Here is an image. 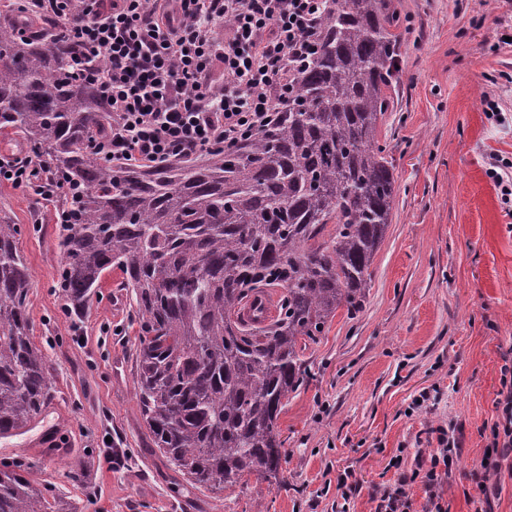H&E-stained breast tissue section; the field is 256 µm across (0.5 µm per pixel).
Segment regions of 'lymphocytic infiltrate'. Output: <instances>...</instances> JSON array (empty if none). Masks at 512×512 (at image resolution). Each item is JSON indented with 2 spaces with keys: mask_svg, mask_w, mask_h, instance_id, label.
<instances>
[{
  "mask_svg": "<svg viewBox=\"0 0 512 512\" xmlns=\"http://www.w3.org/2000/svg\"><path fill=\"white\" fill-rule=\"evenodd\" d=\"M44 19L63 22L92 70L112 114V138L100 156L146 165L190 159L207 148L234 146L263 126L287 100L291 70L317 45L323 0H28ZM221 68V81L211 73ZM36 199L63 196L62 182L29 156L0 154V182ZM491 428L493 459L512 453V385L498 401ZM433 448L417 452L411 473L375 499L374 512H410L409 487L419 483L428 512H447L439 487L459 443L443 427H429Z\"/></svg>",
  "mask_w": 512,
  "mask_h": 512,
  "instance_id": "f902f5d3",
  "label": "lymphocytic infiltrate"
}]
</instances>
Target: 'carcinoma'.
Segmentation results:
<instances>
[{"label": "carcinoma", "instance_id": "cac0c4a2", "mask_svg": "<svg viewBox=\"0 0 512 512\" xmlns=\"http://www.w3.org/2000/svg\"><path fill=\"white\" fill-rule=\"evenodd\" d=\"M17 11L12 3L0 14V135L23 139L67 189L65 304L84 314L105 274L119 270L154 449L196 489L219 493L252 476L279 483L278 419L301 384L306 342L338 310L362 308L391 221L395 178L377 140L399 74L391 0H325L318 50L272 121L234 147L165 166L91 150L112 113L75 67L66 32L24 37L9 19ZM20 234L0 209V429L16 431L53 391L32 339ZM268 288L281 289L277 315L244 321V302ZM0 512L73 510L13 461L0 465Z\"/></svg>", "mask_w": 512, "mask_h": 512}]
</instances>
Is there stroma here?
<instances>
[{
	"mask_svg": "<svg viewBox=\"0 0 512 512\" xmlns=\"http://www.w3.org/2000/svg\"><path fill=\"white\" fill-rule=\"evenodd\" d=\"M392 5L402 72L378 127L396 179L391 222L362 309L338 310L304 351L309 375L278 419L281 484L216 495L153 452L135 396L138 327L119 274L105 276L85 316L64 315L57 204L8 182L0 209L22 231L33 340L54 385L39 421L68 445L33 448L22 434L0 440V463L25 462L74 512H341L337 478L350 469L361 486L350 512H370L371 495L414 467L419 434L441 424L461 452L440 494L448 512H474L501 369L512 366V213L486 174L491 158L512 159V0ZM489 100L498 122L484 115ZM432 389L436 404L407 416Z\"/></svg>",
	"mask_w": 512,
	"mask_h": 512,
	"instance_id": "35a3bbf8",
	"label": "stroma"
}]
</instances>
